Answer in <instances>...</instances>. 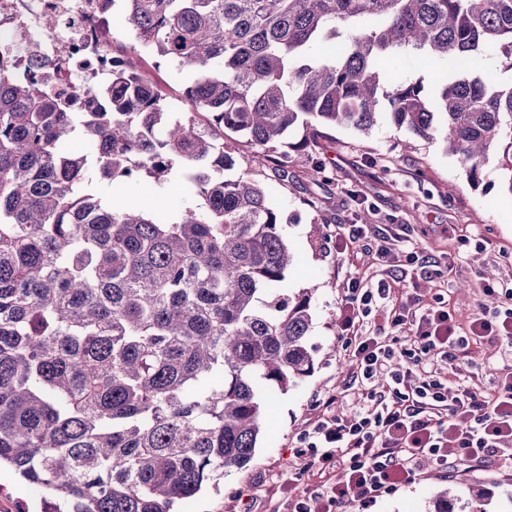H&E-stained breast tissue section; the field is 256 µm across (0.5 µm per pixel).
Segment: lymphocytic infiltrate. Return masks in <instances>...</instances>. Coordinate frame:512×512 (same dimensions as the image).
Segmentation results:
<instances>
[{
  "label": "lymphocytic infiltrate",
  "mask_w": 512,
  "mask_h": 512,
  "mask_svg": "<svg viewBox=\"0 0 512 512\" xmlns=\"http://www.w3.org/2000/svg\"><path fill=\"white\" fill-rule=\"evenodd\" d=\"M400 236L383 230L377 259L388 268L434 263L416 249L400 248ZM510 307L455 324L447 307L417 300L391 303L388 282L368 287L349 280L340 308L341 332L355 362L351 380L364 402L341 417L339 398L321 401V415L301 438L299 456L318 463L316 489L288 501V512H352L392 494L419 475L423 462L439 471L457 461L473 467L495 464L512 474V289ZM383 310L394 333L376 336L366 328ZM498 344L501 376L490 394L464 386L449 389L446 378L470 363L473 347Z\"/></svg>",
  "instance_id": "1"
}]
</instances>
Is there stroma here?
<instances>
[{
    "label": "stroma",
    "instance_id": "stroma-1",
    "mask_svg": "<svg viewBox=\"0 0 512 512\" xmlns=\"http://www.w3.org/2000/svg\"><path fill=\"white\" fill-rule=\"evenodd\" d=\"M131 43L125 29L113 31L114 53L127 56L130 66L160 87L167 100L187 111V77L168 63L131 51ZM225 149L235 160L234 174H247L272 190L299 256L288 272L290 290L316 289L310 339L315 367L297 388L271 396L249 465L225 477L220 490L187 503L185 512H285L289 498L315 481L297 446L320 415L318 399L341 396L347 410L356 399L349 387L351 357L338 321L345 283L357 277L374 284L386 273L375 260L374 241H350L352 224L364 214L374 229H404L424 254L450 265L443 282L421 275L418 267L407 268L404 289L428 303L444 298L454 320L463 321L482 310L479 286L484 280L512 286V186L498 153L486 159L484 181L475 189L441 140L395 130L385 118L366 136L342 127L327 129L313 150L325 172L289 168L284 186L276 183L262 153L231 139ZM458 234L475 236V244L458 252ZM464 479L488 488L482 512H512V479L501 481L493 470L469 469L459 462L448 475L430 473L402 485L367 512H431L435 493ZM42 507L38 491L10 468L0 469V512H41Z\"/></svg>",
    "mask_w": 512,
    "mask_h": 512
}]
</instances>
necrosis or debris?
<instances>
[{"mask_svg":"<svg viewBox=\"0 0 512 512\" xmlns=\"http://www.w3.org/2000/svg\"><path fill=\"white\" fill-rule=\"evenodd\" d=\"M50 17L56 26H46ZM1 30L12 39L0 45V59L14 75L40 74L65 94L112 75V29L101 0H0ZM33 38L41 44L37 56L23 50Z\"/></svg>","mask_w":512,"mask_h":512,"instance_id":"4bbe7bcc","label":"necrosis or debris"}]
</instances>
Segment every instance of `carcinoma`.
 I'll list each match as a JSON object with an SVG mask.
<instances>
[{"label":"carcinoma","instance_id":"carcinoma-1","mask_svg":"<svg viewBox=\"0 0 512 512\" xmlns=\"http://www.w3.org/2000/svg\"><path fill=\"white\" fill-rule=\"evenodd\" d=\"M135 45L192 76L187 112L125 65L70 111L0 67V464L52 512H174L254 456L269 395L314 369L315 289L268 189L227 178L236 136L288 164L330 127L442 137L473 188L501 149L512 194V0H124ZM452 70L433 96L389 62ZM303 125L296 143L289 133ZM81 132L87 153L67 148ZM180 166L202 198L171 213ZM150 181L151 202L96 186Z\"/></svg>","mask_w":512,"mask_h":512}]
</instances>
